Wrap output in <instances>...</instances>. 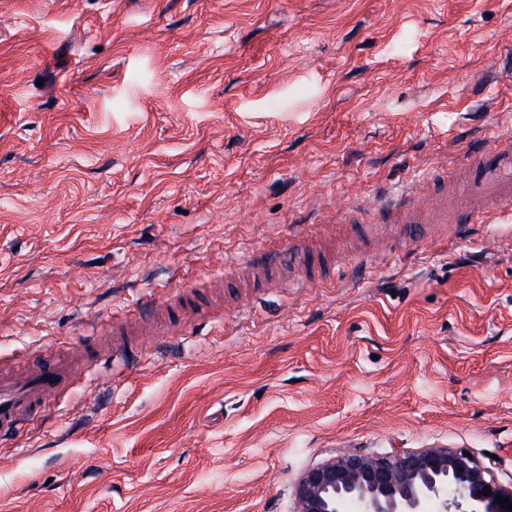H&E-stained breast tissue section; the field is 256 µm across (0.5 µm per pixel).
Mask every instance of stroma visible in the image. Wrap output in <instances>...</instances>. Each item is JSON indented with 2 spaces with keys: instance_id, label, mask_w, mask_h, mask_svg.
<instances>
[{
  "instance_id": "stroma-1",
  "label": "stroma",
  "mask_w": 512,
  "mask_h": 512,
  "mask_svg": "<svg viewBox=\"0 0 512 512\" xmlns=\"http://www.w3.org/2000/svg\"><path fill=\"white\" fill-rule=\"evenodd\" d=\"M512 137V0H0V364L183 301L0 442V512H293L345 453L512 482V205L364 241ZM303 235L323 281L233 264Z\"/></svg>"
}]
</instances>
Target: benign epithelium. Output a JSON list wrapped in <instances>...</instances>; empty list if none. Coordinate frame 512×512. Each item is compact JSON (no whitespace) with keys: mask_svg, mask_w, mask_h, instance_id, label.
<instances>
[{"mask_svg":"<svg viewBox=\"0 0 512 512\" xmlns=\"http://www.w3.org/2000/svg\"><path fill=\"white\" fill-rule=\"evenodd\" d=\"M499 496L512 503V485L465 449L422 448L346 454L308 469L295 488V512H509Z\"/></svg>","mask_w":512,"mask_h":512,"instance_id":"benign-epithelium-1","label":"benign epithelium"}]
</instances>
